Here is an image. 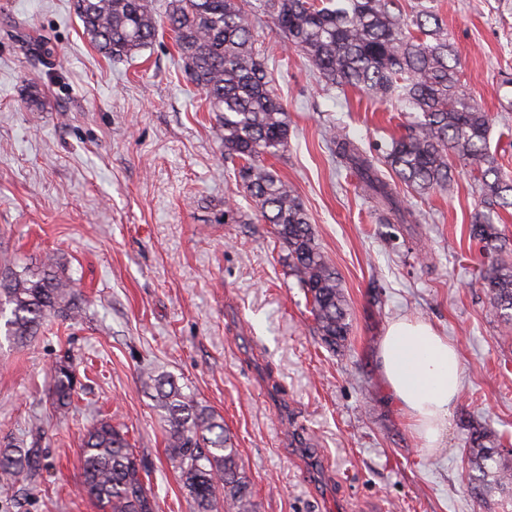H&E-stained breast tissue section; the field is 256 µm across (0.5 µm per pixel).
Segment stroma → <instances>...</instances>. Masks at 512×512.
<instances>
[{
	"label": "stroma",
	"mask_w": 512,
	"mask_h": 512,
	"mask_svg": "<svg viewBox=\"0 0 512 512\" xmlns=\"http://www.w3.org/2000/svg\"><path fill=\"white\" fill-rule=\"evenodd\" d=\"M260 0L257 47L288 108L292 183L349 305L329 350L270 225L255 222L170 37L128 61L83 37L73 0H0V266L57 255L85 301L28 347L0 338V443L43 451L38 477L0 485V512H99L80 490V442L124 424L147 465L156 512H193L140 383L170 374L223 416L257 512H502L470 490L472 427L512 448V324L480 278L493 262L472 234L480 186L450 156V188L396 191L417 223L387 217L324 136L336 127L384 159L412 117L365 92L327 88ZM463 90L492 119L491 151L512 177V0H434ZM56 54L37 56L34 40ZM41 106L28 107L30 87ZM232 204L245 224L224 221ZM426 320L460 354L464 393L441 448L427 450L383 385L377 349L395 318ZM70 356L81 386L53 415L51 370Z\"/></svg>",
	"instance_id": "obj_1"
}]
</instances>
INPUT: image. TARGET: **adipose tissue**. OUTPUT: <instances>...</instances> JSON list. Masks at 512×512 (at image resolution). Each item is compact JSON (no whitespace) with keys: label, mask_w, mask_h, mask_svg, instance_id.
I'll return each mask as SVG.
<instances>
[{"label":"adipose tissue","mask_w":512,"mask_h":512,"mask_svg":"<svg viewBox=\"0 0 512 512\" xmlns=\"http://www.w3.org/2000/svg\"><path fill=\"white\" fill-rule=\"evenodd\" d=\"M378 361L388 393L414 421L426 447L440 446L464 388L455 344L430 323L401 317L389 324Z\"/></svg>","instance_id":"1"}]
</instances>
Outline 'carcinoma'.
<instances>
[{"label":"carcinoma","mask_w":512,"mask_h":512,"mask_svg":"<svg viewBox=\"0 0 512 512\" xmlns=\"http://www.w3.org/2000/svg\"><path fill=\"white\" fill-rule=\"evenodd\" d=\"M83 36L112 60L132 59L150 47L159 29L171 34L186 79L214 113L213 136L224 146V162L239 165L241 186L261 221L270 224L288 251L290 275L310 305L316 330L329 349L344 346L350 333L348 304L335 266L320 250L309 217L287 180L265 165L288 148V110L256 47V19L243 0H73ZM267 13L287 43L330 88H357L379 100L396 99L414 112L408 134L391 142L386 162L396 177L418 193L447 188L448 154L470 167L479 180L482 211L474 234L483 248L499 254L483 275L482 288L496 310L512 323V256L502 254L492 215L512 208V179L505 176L487 143L488 113L460 92L458 59L429 0L405 10L401 0H266ZM329 141L346 167L355 170L370 195L401 221L416 217L401 209L397 192L356 140L329 131ZM83 310L72 280L55 257L17 271L0 268V320L5 336L24 346L50 318L74 320ZM165 426V451L181 474L194 512H257L239 451L224 418L201 404L169 375L140 374ZM78 378L69 361L56 363L49 400L53 412H68ZM468 465L483 495L512 491V467L502 461L495 435L473 429ZM82 487L101 512H154L124 426L100 419L81 439ZM36 448L9 444L0 449V481L40 470Z\"/></svg>","instance_id":"carcinoma-1"}]
</instances>
